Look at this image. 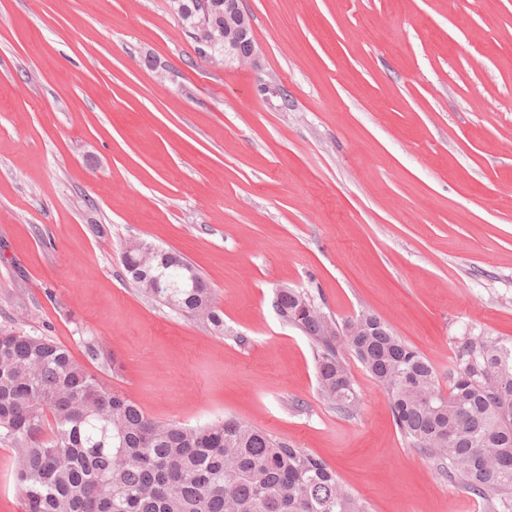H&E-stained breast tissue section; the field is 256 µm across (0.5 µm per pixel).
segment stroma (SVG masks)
I'll list each match as a JSON object with an SVG mask.
<instances>
[{
	"label": "stroma",
	"mask_w": 512,
	"mask_h": 512,
	"mask_svg": "<svg viewBox=\"0 0 512 512\" xmlns=\"http://www.w3.org/2000/svg\"><path fill=\"white\" fill-rule=\"evenodd\" d=\"M256 65L213 66L170 0H0V328L47 336L153 418L224 416L323 457L370 512H490L438 475L352 353L322 396L277 288L379 315L447 384L463 333L512 342V0H243ZM271 92H261L262 84ZM180 252L217 334L128 282ZM0 439V512H24ZM82 345L88 362L97 364L104 371H112V374L120 370L121 365L118 363L117 357L107 350L99 338L88 336L83 339Z\"/></svg>",
	"instance_id": "obj_1"
}]
</instances>
